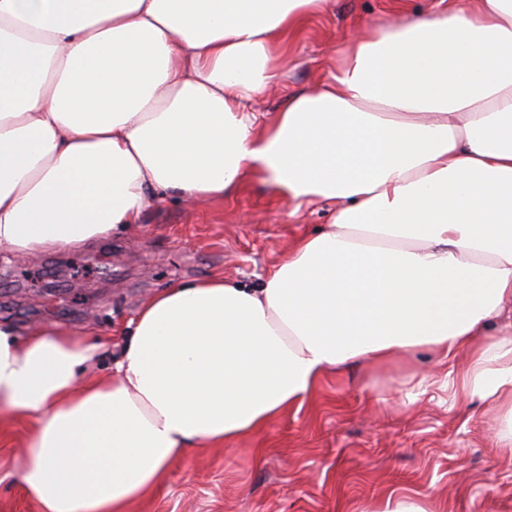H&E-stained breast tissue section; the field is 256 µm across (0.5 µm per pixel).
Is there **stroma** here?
Segmentation results:
<instances>
[{"label":"stroma","mask_w":512,"mask_h":512,"mask_svg":"<svg viewBox=\"0 0 512 512\" xmlns=\"http://www.w3.org/2000/svg\"><path fill=\"white\" fill-rule=\"evenodd\" d=\"M439 0H333L327 14L289 40L284 76L258 101L273 114L291 93L315 88L336 53L366 31L409 20ZM332 203L301 209L253 182L222 201L169 197L140 224L72 249L14 256L0 248V323L19 331L55 324L101 335L119 355V332L164 288L221 273L258 284L294 239L329 220ZM447 368L419 351L385 367L359 364L322 377L298 409L239 440L170 464L130 512H356L397 494L435 500L441 512H512V447L495 444L497 411L452 394ZM434 375L427 391L417 382ZM30 424L0 426V512H37L21 488Z\"/></svg>","instance_id":"1"}]
</instances>
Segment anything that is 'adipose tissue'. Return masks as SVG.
I'll return each mask as SVG.
<instances>
[{"label":"adipose tissue","mask_w":512,"mask_h":512,"mask_svg":"<svg viewBox=\"0 0 512 512\" xmlns=\"http://www.w3.org/2000/svg\"><path fill=\"white\" fill-rule=\"evenodd\" d=\"M331 0H0V246L70 248L245 180L335 203L258 285L145 302L109 372L71 329L0 323V422L34 433L38 512H128L168 465L253 434L325 373L419 350L512 444V0L360 36L330 79L254 102Z\"/></svg>","instance_id":"ef3b65f1"}]
</instances>
